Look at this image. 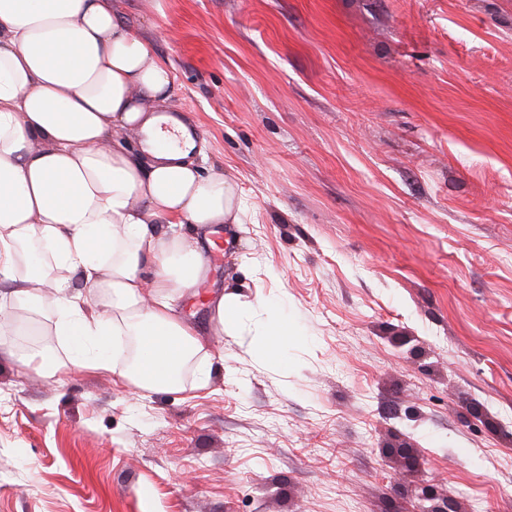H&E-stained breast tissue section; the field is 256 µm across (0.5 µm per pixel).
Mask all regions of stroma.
Returning a JSON list of instances; mask_svg holds the SVG:
<instances>
[{
  "instance_id": "stroma-1",
  "label": "stroma",
  "mask_w": 512,
  "mask_h": 512,
  "mask_svg": "<svg viewBox=\"0 0 512 512\" xmlns=\"http://www.w3.org/2000/svg\"><path fill=\"white\" fill-rule=\"evenodd\" d=\"M112 4L245 209L177 302L210 385L0 336V512H512V0ZM244 311L240 301L233 294H221L213 299L212 321L215 330L224 333L235 330L241 323ZM258 308L270 321V327L265 335L268 336V340L262 350L266 356L277 359L288 345V339L298 336L297 331L288 323V316L277 305L262 300L258 303Z\"/></svg>"
}]
</instances>
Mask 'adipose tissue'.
<instances>
[{
	"label": "adipose tissue",
	"mask_w": 512,
	"mask_h": 512,
	"mask_svg": "<svg viewBox=\"0 0 512 512\" xmlns=\"http://www.w3.org/2000/svg\"><path fill=\"white\" fill-rule=\"evenodd\" d=\"M170 84L112 0H0L4 297L54 311L70 366L149 392L211 378L204 340L175 313L204 265L181 226L242 221L235 183L201 173L181 123L161 126ZM132 131L148 136L138 156L122 143ZM118 336L135 343L124 366Z\"/></svg>",
	"instance_id": "adipose-tissue-1"
}]
</instances>
